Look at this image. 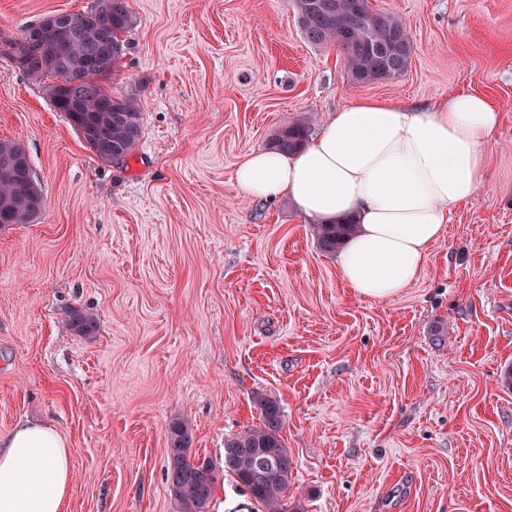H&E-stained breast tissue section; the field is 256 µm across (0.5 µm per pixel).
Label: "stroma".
I'll use <instances>...</instances> for the list:
<instances>
[{
	"label": "stroma",
	"mask_w": 512,
	"mask_h": 512,
	"mask_svg": "<svg viewBox=\"0 0 512 512\" xmlns=\"http://www.w3.org/2000/svg\"><path fill=\"white\" fill-rule=\"evenodd\" d=\"M92 0H0V38ZM110 89L138 99L130 157L101 161L39 81L0 57V140L24 142L46 208L0 227V436L55 427L69 512H174L169 427L219 468L216 512L259 506L224 439L276 398L304 512H512V0H370L399 16L407 72L354 82L292 0H127ZM489 96L488 178L419 278L388 300L344 284L313 221L235 185L279 127L316 131L367 97ZM92 314L96 335L69 330ZM67 324L80 336H94L98 329L96 318L80 310H73L69 314Z\"/></svg>",
	"instance_id": "obj_1"
}]
</instances>
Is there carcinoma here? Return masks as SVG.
I'll return each instance as SVG.
<instances>
[{
  "mask_svg": "<svg viewBox=\"0 0 512 512\" xmlns=\"http://www.w3.org/2000/svg\"><path fill=\"white\" fill-rule=\"evenodd\" d=\"M313 0H294L299 28L304 40L315 47H337L343 52L344 64L353 81L361 84L386 81L404 74L410 64L412 45L402 20L390 11H376L368 0H340L345 16L324 14L311 8ZM112 26V67L119 65L126 46L121 35L136 24L127 0H112V13L100 19ZM79 48L73 46L64 32H52L32 41L26 48L28 67L25 72L44 82L45 93L54 107L66 119L93 126V152L103 161L112 162L128 157L141 135V108L129 97H114L107 90L108 73L99 78L95 71L73 62ZM66 71L71 77L67 94L71 100L58 102L59 89L54 78ZM307 142V127L299 122L278 129L271 138L272 148L292 152ZM18 152H27L24 143L0 141V167ZM46 199L37 187L26 194L19 185L0 182V222L27 224L29 216L44 211ZM357 224L352 220L333 221L316 225L317 244L322 252L334 254ZM69 328L80 336H93L98 322L93 316L72 311L67 319ZM254 403L260 422L224 440L226 448H240L242 453L225 469L250 497L265 508V512H302V506L288 501L292 466L260 468V458H281L288 455L282 441L283 418L279 402L258 393ZM193 433L184 421L170 427L167 477L169 494L175 512H208L217 482V472L197 463L191 452Z\"/></svg>",
  "mask_w": 512,
  "mask_h": 512,
  "instance_id": "carcinoma-1",
  "label": "carcinoma"
}]
</instances>
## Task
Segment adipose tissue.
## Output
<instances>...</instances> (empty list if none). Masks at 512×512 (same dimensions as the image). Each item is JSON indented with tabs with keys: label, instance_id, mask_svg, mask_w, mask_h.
<instances>
[{
	"label": "adipose tissue",
	"instance_id": "adipose-tissue-1",
	"mask_svg": "<svg viewBox=\"0 0 512 512\" xmlns=\"http://www.w3.org/2000/svg\"><path fill=\"white\" fill-rule=\"evenodd\" d=\"M501 114L461 94L431 106L368 98L331 113L306 147L254 150L238 189L260 202L289 198L306 218L354 220L339 269L355 294L386 300L416 281L453 210L487 179ZM71 450L52 426L0 436V512H68Z\"/></svg>",
	"mask_w": 512,
	"mask_h": 512
}]
</instances>
